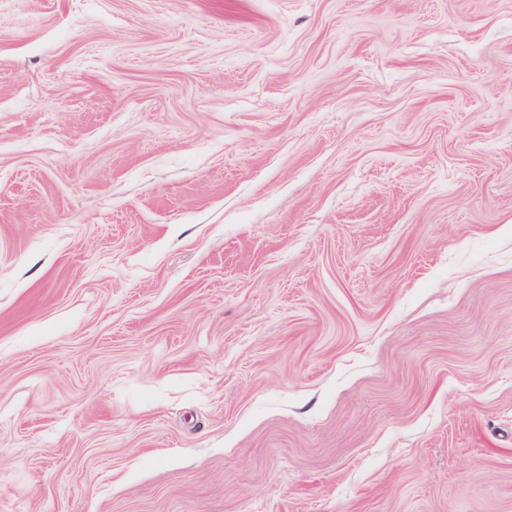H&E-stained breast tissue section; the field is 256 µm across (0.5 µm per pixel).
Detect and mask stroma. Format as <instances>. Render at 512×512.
<instances>
[{
    "instance_id": "1",
    "label": "stroma",
    "mask_w": 512,
    "mask_h": 512,
    "mask_svg": "<svg viewBox=\"0 0 512 512\" xmlns=\"http://www.w3.org/2000/svg\"><path fill=\"white\" fill-rule=\"evenodd\" d=\"M0 512H512V0H0Z\"/></svg>"
}]
</instances>
